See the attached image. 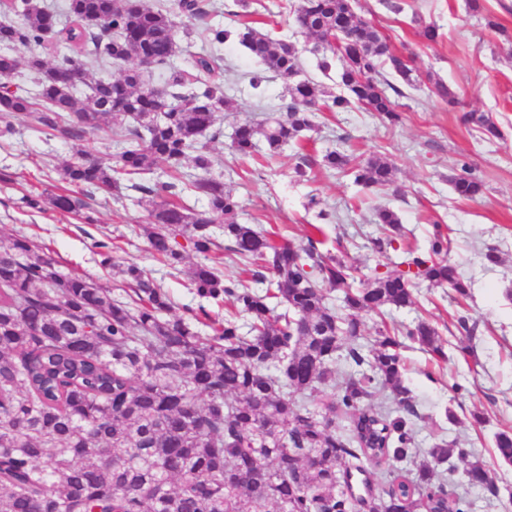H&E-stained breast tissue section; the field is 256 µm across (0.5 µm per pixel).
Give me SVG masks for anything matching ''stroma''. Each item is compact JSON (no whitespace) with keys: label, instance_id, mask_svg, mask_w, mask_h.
I'll list each match as a JSON object with an SVG mask.
<instances>
[{"label":"stroma","instance_id":"35a3bbf8","mask_svg":"<svg viewBox=\"0 0 512 512\" xmlns=\"http://www.w3.org/2000/svg\"><path fill=\"white\" fill-rule=\"evenodd\" d=\"M204 19H184L188 37L173 66L193 70L195 59L210 50L204 33L211 26H233L237 10L233 0H206ZM299 0H254L264 28L275 29L297 48L304 74L335 87V76L317 67L320 54L314 37L295 24ZM356 11L376 26L393 49L408 57L416 84L402 86L395 101L398 123L355 108L348 112L322 111L316 127L296 144L272 159L242 157L228 147V135L241 123L264 120L285 94V82L266 74L264 95L255 97L250 86L258 68L236 43L220 51L230 103L221 114L224 138L211 143L210 174L220 177L241 205L239 220L265 230L281 231L294 241H304L308 227L317 223L319 210L333 219L325 227L322 252L344 256L372 276L398 269L406 244L428 249L434 225L448 228L449 263L458 266L470 285V295L458 302L448 288L422 289L411 307L390 309L385 316H364V334L373 337L379 327L409 325L423 318L434 325L445 341V359H435L418 344L402 349L406 381L419 413L415 421L417 447L430 448L443 441L457 442L480 458L490 459L494 436L512 427V0H478L470 10L468 0H403L401 13L388 10L383 0H351ZM438 30L436 41L421 36L422 25ZM442 81L455 94L449 105L431 91ZM492 116L502 135L489 138L475 124L462 121L463 112ZM15 132L0 138V235L24 234L47 247L65 271L89 274L113 293H121L118 267L137 264L167 290L174 314L185 308L206 306L213 316L224 317L229 307L201 302L187 288V274L198 257L187 253L179 274L151 257L135 227L146 223V211L136 205L135 191L123 188L113 195H94L85 216L64 215L53 209L42 212L19 207L26 193L38 194L57 184V166L71 159L75 147L94 157L111 154L112 133L88 135L81 144L49 136L22 122ZM339 150L357 161L379 156L391 162L396 176L386 188H364L352 176L325 169L326 151ZM469 163L483 182L472 200L458 198L451 177ZM303 165L305 177L294 174ZM395 211L402 235L394 236L374 221L376 207ZM110 237L117 248L113 268L103 267L93 248L95 240ZM498 249L501 264H489L484 255ZM475 324L473 334L460 333L458 316ZM484 416L474 424L472 413ZM499 496L469 486L457 478L447 490L461 502L463 512H512V466L497 467Z\"/></svg>","mask_w":512,"mask_h":512}]
</instances>
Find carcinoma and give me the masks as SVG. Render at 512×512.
<instances>
[{
  "instance_id": "cac0c4a2",
  "label": "carcinoma",
  "mask_w": 512,
  "mask_h": 512,
  "mask_svg": "<svg viewBox=\"0 0 512 512\" xmlns=\"http://www.w3.org/2000/svg\"><path fill=\"white\" fill-rule=\"evenodd\" d=\"M64 9L71 25L59 29L40 0H0V12L14 14L0 22V137L14 132V120L72 141L116 125L113 156L87 161L76 150L61 169L76 191L52 195L51 205L77 214L83 197L131 181L148 212L152 257L176 267L183 258L177 238L185 239L204 258L189 290L215 303L230 299L233 310L222 320L202 306L171 317L170 296L134 264L120 269L130 290L114 296L93 278L62 270L29 238L0 236V512H462L436 480L438 466L453 457L470 485L498 495L490 465L468 449L415 446L403 342L381 328L370 349L360 342L361 314L411 306L424 286L467 296L468 283L442 257V229L428 252L406 249L407 269L363 279L345 258L321 252L311 234L278 245L239 223L237 197L207 176L208 142L224 136V70L212 55L195 60L206 81L171 66L183 33L178 18L203 15L200 0H175L170 8L66 0ZM295 13L320 43L318 69L326 75L338 68L343 92L300 77L297 49L285 38L250 22L208 28L212 45L232 41L260 70L287 81L280 115L236 126L231 149L240 156L253 155L261 141L271 155L299 141L321 109L357 106L396 122L380 69L414 82L408 61L349 0H300ZM100 15L111 18L107 34L90 26ZM60 44L72 72L66 81L48 77L53 64L41 54ZM16 45L30 49L33 93L10 85ZM89 56L118 65L147 57L168 69L167 91L154 95L137 68L96 79ZM463 118L498 136L490 118ZM190 161L203 174L188 173ZM352 162L340 151L325 155L327 168L351 171L363 187L393 181L386 162ZM160 164L166 170L158 174ZM451 183L466 199L482 190L465 163ZM186 191L200 208L182 203ZM217 229L225 249L254 266L251 284L226 280L208 264ZM326 288L344 292L348 313L328 303ZM405 336L445 356L429 323L416 322ZM338 359L347 367L339 384ZM380 389L385 407L373 403ZM338 415L348 417V429L336 428ZM494 445L495 461L512 465V431L496 433ZM394 462L415 465L414 477L396 474L374 487L370 469ZM357 474L364 496L354 492Z\"/></svg>"
}]
</instances>
